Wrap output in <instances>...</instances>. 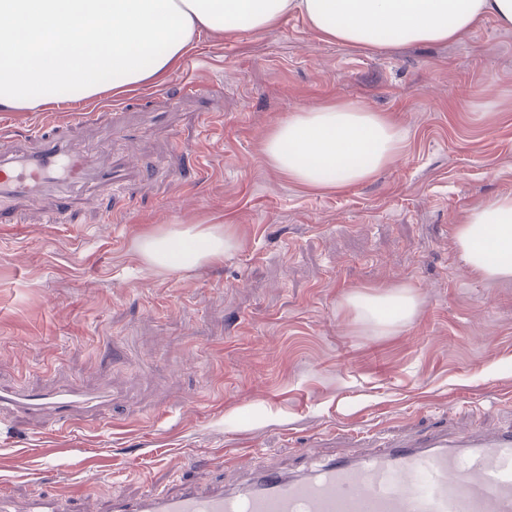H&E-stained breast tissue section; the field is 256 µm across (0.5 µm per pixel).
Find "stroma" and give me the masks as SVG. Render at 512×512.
<instances>
[{
  "mask_svg": "<svg viewBox=\"0 0 512 512\" xmlns=\"http://www.w3.org/2000/svg\"><path fill=\"white\" fill-rule=\"evenodd\" d=\"M483 76L474 87L475 76ZM361 103L406 133L371 180L311 190L264 161L302 108ZM74 146L151 170L115 195L16 201L0 223V384L112 390L101 418L64 430L21 413L0 430V494L71 498L232 483L202 456L248 452L288 471L334 453L333 428L397 434L512 426V281L468 269L455 226L512 194V27L377 50L318 39L288 15L263 32L203 34L163 83L80 101ZM50 113L0 112V150ZM230 232L222 261L150 267L149 235ZM413 287L383 327L349 294Z\"/></svg>",
  "mask_w": 512,
  "mask_h": 512,
  "instance_id": "obj_1",
  "label": "stroma"
}]
</instances>
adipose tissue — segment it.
<instances>
[{
	"label": "adipose tissue",
	"instance_id": "adipose-tissue-1",
	"mask_svg": "<svg viewBox=\"0 0 512 512\" xmlns=\"http://www.w3.org/2000/svg\"><path fill=\"white\" fill-rule=\"evenodd\" d=\"M299 11L325 40L371 49L447 41L493 17L512 27V0H0V110L40 112L67 88L89 99L164 82L209 32L260 31ZM403 131L368 107L302 109L268 134L264 158L321 189L370 179L399 152ZM455 242L465 265L488 281L512 280V194L469 211ZM227 233L193 227L143 238L151 266L178 270L223 259ZM349 302L370 316L409 321L410 287Z\"/></svg>",
	"mask_w": 512,
	"mask_h": 512
}]
</instances>
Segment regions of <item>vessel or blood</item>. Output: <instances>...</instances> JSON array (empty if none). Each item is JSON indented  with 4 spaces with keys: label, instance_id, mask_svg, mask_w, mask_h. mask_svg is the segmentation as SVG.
<instances>
[{
    "label": "vessel or blood",
    "instance_id": "vessel-or-blood-1",
    "mask_svg": "<svg viewBox=\"0 0 512 512\" xmlns=\"http://www.w3.org/2000/svg\"><path fill=\"white\" fill-rule=\"evenodd\" d=\"M35 139V149L0 157V223L12 219L7 201L89 179L112 191L126 189L137 177L122 159L93 168L89 156L68 149L66 126L43 123ZM111 402L107 389L88 393L72 384L46 395L0 385V411L45 415L64 428L99 416ZM348 437L369 441L370 452L335 455L316 469L292 473L254 466L246 454L209 457L205 467L244 466L248 473L225 487L115 493L107 512H512V429L427 430L409 437L352 431ZM70 509L61 496L39 493L19 505L0 496V512Z\"/></svg>",
    "mask_w": 512,
    "mask_h": 512
}]
</instances>
